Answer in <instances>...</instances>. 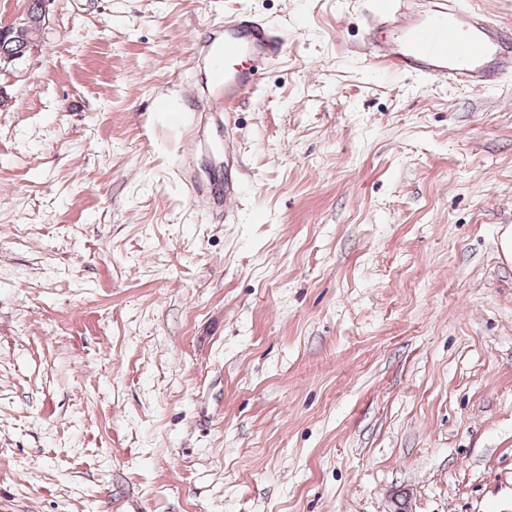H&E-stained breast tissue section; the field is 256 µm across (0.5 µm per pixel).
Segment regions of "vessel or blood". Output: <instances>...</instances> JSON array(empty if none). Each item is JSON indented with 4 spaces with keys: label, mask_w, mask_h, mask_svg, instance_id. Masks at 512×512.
<instances>
[{
    "label": "vessel or blood",
    "mask_w": 512,
    "mask_h": 512,
    "mask_svg": "<svg viewBox=\"0 0 512 512\" xmlns=\"http://www.w3.org/2000/svg\"><path fill=\"white\" fill-rule=\"evenodd\" d=\"M404 0H371L372 19L361 53L387 69L414 73L429 84L485 86L512 73V26L494 24L476 10L460 9L458 0H421L409 10ZM389 32L379 40L377 31ZM285 49L282 37L252 15L225 18L222 30L197 46L196 59L205 69V85L224 93L223 109L236 111L255 89L261 71ZM207 205L230 206L236 199L232 177L192 185Z\"/></svg>",
    "instance_id": "obj_1"
}]
</instances>
